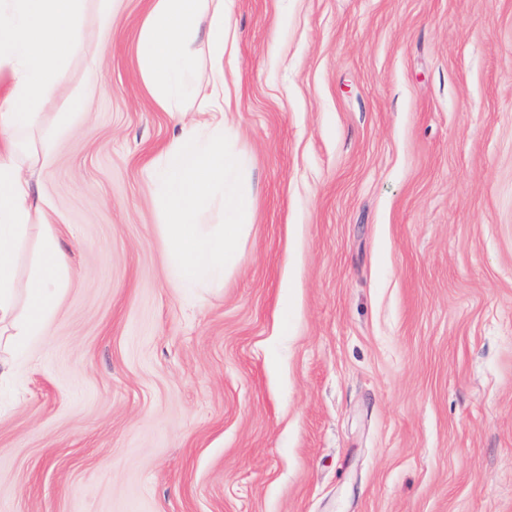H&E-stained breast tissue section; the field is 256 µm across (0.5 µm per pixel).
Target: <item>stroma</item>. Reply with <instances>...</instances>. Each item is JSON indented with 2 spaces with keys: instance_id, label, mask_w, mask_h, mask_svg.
I'll return each mask as SVG.
<instances>
[{
  "instance_id": "35a3bbf8",
  "label": "stroma",
  "mask_w": 512,
  "mask_h": 512,
  "mask_svg": "<svg viewBox=\"0 0 512 512\" xmlns=\"http://www.w3.org/2000/svg\"><path fill=\"white\" fill-rule=\"evenodd\" d=\"M148 7L86 0L59 75L70 284L0 381V512H512V0H232L254 223L193 295Z\"/></svg>"
}]
</instances>
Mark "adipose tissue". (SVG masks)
Returning <instances> with one entry per match:
<instances>
[{"label":"adipose tissue","mask_w":512,"mask_h":512,"mask_svg":"<svg viewBox=\"0 0 512 512\" xmlns=\"http://www.w3.org/2000/svg\"><path fill=\"white\" fill-rule=\"evenodd\" d=\"M85 0H0V375L8 374L16 350L47 335L69 268L56 243L52 205L34 183L54 163L53 146L67 122L79 116L84 96L62 97L58 74L74 52L96 62L102 47H89L81 16ZM206 31L213 76L197 74L194 49ZM236 30L225 0H150L141 26L139 71L155 105L180 115V132L153 162L149 179L164 214L168 278L194 289L221 283L241 260L239 245L253 221L252 186L232 147L235 131L225 120L229 94L222 77ZM60 104L56 123L44 109ZM206 114L184 120L185 105ZM219 208L220 219L203 223ZM42 230L40 254L25 288L15 266L33 227Z\"/></svg>","instance_id":"1"}]
</instances>
